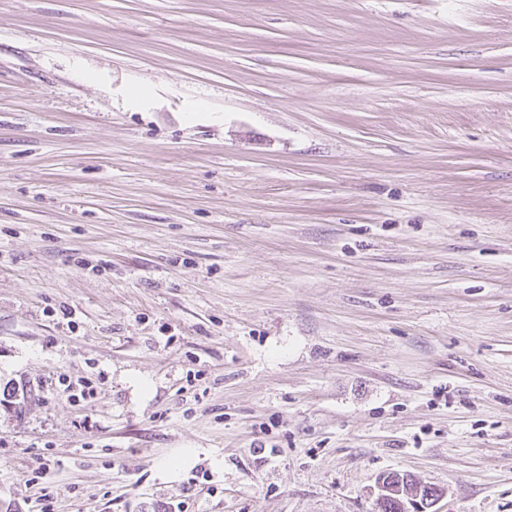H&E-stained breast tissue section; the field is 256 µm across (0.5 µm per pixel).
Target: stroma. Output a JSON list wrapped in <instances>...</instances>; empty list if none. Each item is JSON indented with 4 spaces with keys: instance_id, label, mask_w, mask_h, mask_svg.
Listing matches in <instances>:
<instances>
[{
    "instance_id": "obj_1",
    "label": "stroma",
    "mask_w": 512,
    "mask_h": 512,
    "mask_svg": "<svg viewBox=\"0 0 512 512\" xmlns=\"http://www.w3.org/2000/svg\"><path fill=\"white\" fill-rule=\"evenodd\" d=\"M388 472L512 512V0H0V512Z\"/></svg>"
}]
</instances>
